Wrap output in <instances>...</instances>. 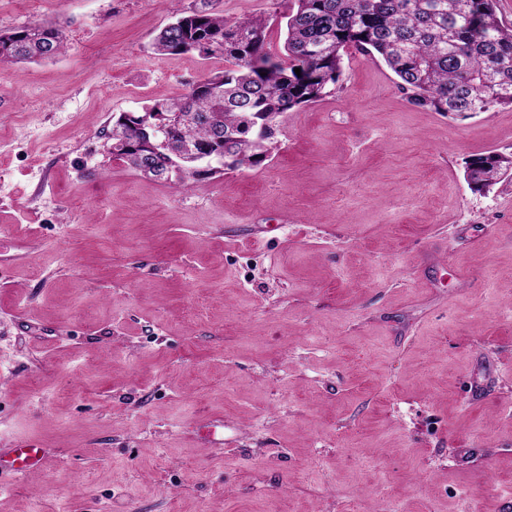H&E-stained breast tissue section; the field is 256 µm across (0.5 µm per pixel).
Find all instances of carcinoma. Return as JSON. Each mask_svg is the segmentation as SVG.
Returning <instances> with one entry per match:
<instances>
[{"mask_svg":"<svg viewBox=\"0 0 512 512\" xmlns=\"http://www.w3.org/2000/svg\"><path fill=\"white\" fill-rule=\"evenodd\" d=\"M177 26L154 38V52H196L228 63L195 81L175 100H155L143 115H181L169 128L174 147L224 156V170L262 164L275 144L277 119L342 88L344 56L379 57L397 76L407 102L444 115H472L512 107V26L497 0H283L284 53L271 52L268 20L227 19L201 0ZM65 49L62 26L35 24L0 31V64L39 61ZM301 69L295 73V69ZM105 137L114 157L154 181H168L173 156L148 153L139 129L112 121ZM512 160L495 152L469 160L472 190L493 186Z\"/></svg>","mask_w":512,"mask_h":512,"instance_id":"1","label":"carcinoma"}]
</instances>
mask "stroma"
<instances>
[{
    "label": "stroma",
    "instance_id": "obj_1",
    "mask_svg": "<svg viewBox=\"0 0 512 512\" xmlns=\"http://www.w3.org/2000/svg\"><path fill=\"white\" fill-rule=\"evenodd\" d=\"M194 0H0L66 51L0 64V512H512V108L410 106L379 59L190 189L106 150L113 116L220 59L159 55ZM269 17L272 0H220ZM224 422L223 447L199 425ZM509 165L510 171H512V156L509 159L507 156L495 152L477 155L467 163L465 178L472 190L481 192L496 184L488 182L487 176L492 174L505 175ZM41 452L40 448H12L7 454L0 450V475L8 472L18 477L37 467L42 461Z\"/></svg>",
    "mask_w": 512,
    "mask_h": 512
}]
</instances>
